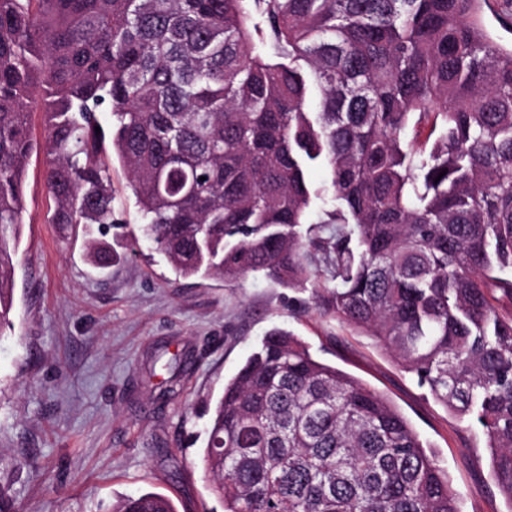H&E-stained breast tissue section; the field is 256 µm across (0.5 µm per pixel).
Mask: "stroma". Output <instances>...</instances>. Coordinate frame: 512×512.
Returning <instances> with one entry per match:
<instances>
[{
  "label": "stroma",
  "mask_w": 512,
  "mask_h": 512,
  "mask_svg": "<svg viewBox=\"0 0 512 512\" xmlns=\"http://www.w3.org/2000/svg\"><path fill=\"white\" fill-rule=\"evenodd\" d=\"M44 167L32 160L14 273L13 329L0 339V512H112L159 492L180 512H223L200 463L211 408L267 332H292L321 360L389 399L434 450L462 512H512L489 477L476 427L437 404L369 337L326 315L313 288L264 277L185 278L146 241L112 166V219L127 227L120 258L91 263L82 238L46 216ZM185 354L168 399L151 371L159 351Z\"/></svg>",
  "instance_id": "obj_1"
}]
</instances>
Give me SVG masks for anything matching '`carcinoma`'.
<instances>
[{"instance_id":"carcinoma-1","label":"carcinoma","mask_w":512,"mask_h":512,"mask_svg":"<svg viewBox=\"0 0 512 512\" xmlns=\"http://www.w3.org/2000/svg\"><path fill=\"white\" fill-rule=\"evenodd\" d=\"M482 2L0 0V334L32 156L48 223L87 234L112 223L113 155L177 273L321 289L482 429L512 503V47ZM201 463L224 512H461L396 407L282 329L224 384Z\"/></svg>"}]
</instances>
